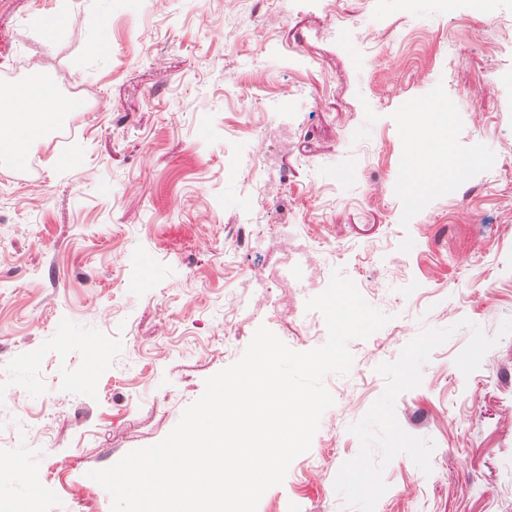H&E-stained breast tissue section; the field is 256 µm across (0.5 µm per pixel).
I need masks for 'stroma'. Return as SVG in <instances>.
<instances>
[{
  "label": "stroma",
  "instance_id": "35a3bbf8",
  "mask_svg": "<svg viewBox=\"0 0 512 512\" xmlns=\"http://www.w3.org/2000/svg\"><path fill=\"white\" fill-rule=\"evenodd\" d=\"M336 9L337 33L323 0H268L234 45L225 0H0V76L29 63L89 98L69 140L47 130L20 168L0 156V395L32 421L15 429L0 406V462L19 466L4 493L30 512H110L89 471L161 441L258 327L297 352L326 342L305 332L306 269L277 315L259 292L300 245L274 225L300 222L336 250L325 276L389 321L326 377L333 406L257 512H512V45L485 51L512 0ZM363 31L392 55L380 76ZM255 55L273 85L303 87L287 138L262 146L274 173L256 220L229 201L245 173L224 147L265 117L263 97L235 94ZM416 102L423 152L460 173L420 199L399 121Z\"/></svg>",
  "mask_w": 512,
  "mask_h": 512
}]
</instances>
